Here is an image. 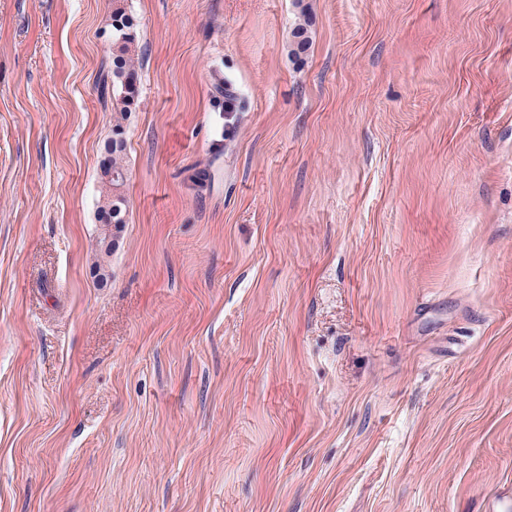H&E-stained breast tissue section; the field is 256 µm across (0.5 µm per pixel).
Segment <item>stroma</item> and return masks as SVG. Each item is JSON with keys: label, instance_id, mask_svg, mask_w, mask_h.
<instances>
[{"label": "stroma", "instance_id": "35a3bbf8", "mask_svg": "<svg viewBox=\"0 0 512 512\" xmlns=\"http://www.w3.org/2000/svg\"><path fill=\"white\" fill-rule=\"evenodd\" d=\"M124 7L103 258L112 0H0V512L512 496V0ZM112 103L114 111L123 118L133 103V94L129 91L131 82L137 80L136 62L131 55V46L136 40L133 18L126 13L125 7L117 6L112 10ZM112 140L105 145V152L108 154V166L102 171V195L100 213L104 210L112 211V224L116 232L125 224L126 198L123 194V187L127 180V168L125 165L124 151L125 140L120 125L113 132Z\"/></svg>", "mask_w": 512, "mask_h": 512}]
</instances>
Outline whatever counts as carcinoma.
Wrapping results in <instances>:
<instances>
[{
  "mask_svg": "<svg viewBox=\"0 0 512 512\" xmlns=\"http://www.w3.org/2000/svg\"><path fill=\"white\" fill-rule=\"evenodd\" d=\"M112 103L114 111L125 116L133 103L130 83L137 80L135 59L131 55V46L136 40L133 18L122 6L112 10ZM310 48L307 29L297 26L292 31L291 55L298 58ZM125 140L123 130L117 128L112 140L105 145L108 154V166L102 171V195L100 210L112 212V224L118 230L125 223L126 198L123 187L127 180V168L124 159Z\"/></svg>",
  "mask_w": 512,
  "mask_h": 512,
  "instance_id": "carcinoma-1",
  "label": "carcinoma"
}]
</instances>
